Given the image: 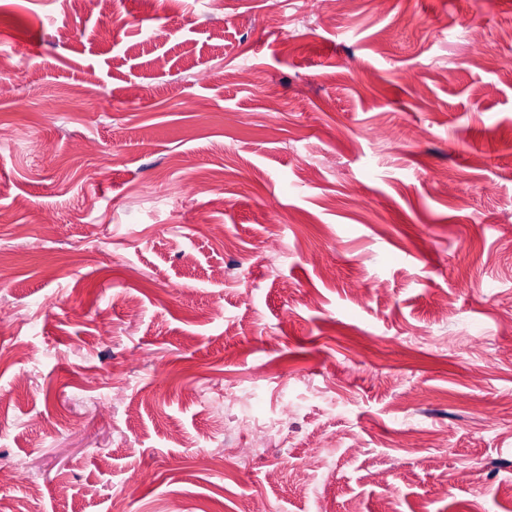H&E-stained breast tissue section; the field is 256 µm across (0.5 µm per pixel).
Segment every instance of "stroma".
<instances>
[{
	"label": "stroma",
	"instance_id": "1",
	"mask_svg": "<svg viewBox=\"0 0 512 512\" xmlns=\"http://www.w3.org/2000/svg\"><path fill=\"white\" fill-rule=\"evenodd\" d=\"M304 8L0 0V512H512V0Z\"/></svg>",
	"mask_w": 512,
	"mask_h": 512
}]
</instances>
